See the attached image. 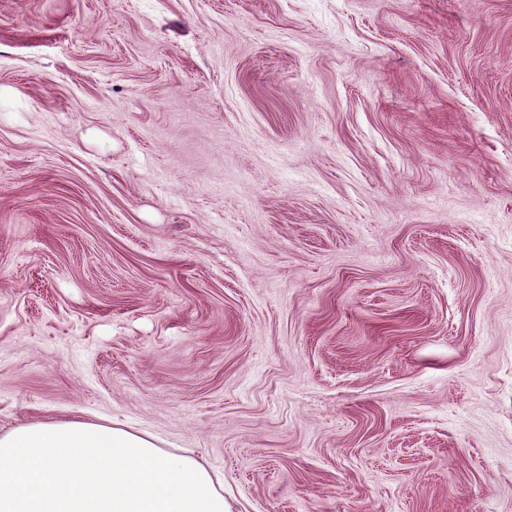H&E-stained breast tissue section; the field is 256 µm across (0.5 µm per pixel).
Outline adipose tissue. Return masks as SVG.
Segmentation results:
<instances>
[{
    "label": "adipose tissue",
    "mask_w": 512,
    "mask_h": 512,
    "mask_svg": "<svg viewBox=\"0 0 512 512\" xmlns=\"http://www.w3.org/2000/svg\"><path fill=\"white\" fill-rule=\"evenodd\" d=\"M0 512H226L205 464L83 420L0 435Z\"/></svg>",
    "instance_id": "1"
}]
</instances>
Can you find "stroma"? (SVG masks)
Instances as JSON below:
<instances>
[{
  "instance_id": "35a3bbf8",
  "label": "stroma",
  "mask_w": 512,
  "mask_h": 512,
  "mask_svg": "<svg viewBox=\"0 0 512 512\" xmlns=\"http://www.w3.org/2000/svg\"><path fill=\"white\" fill-rule=\"evenodd\" d=\"M228 512H512V0H0V435Z\"/></svg>"
}]
</instances>
